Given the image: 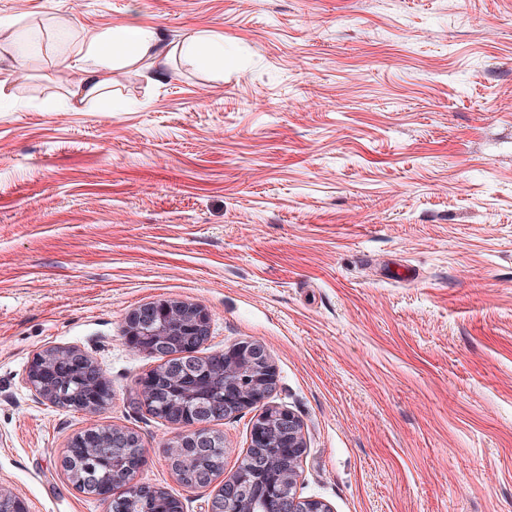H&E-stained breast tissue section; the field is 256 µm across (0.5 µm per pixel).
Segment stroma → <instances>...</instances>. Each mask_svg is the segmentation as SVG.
Wrapping results in <instances>:
<instances>
[{
	"label": "stroma",
	"mask_w": 512,
	"mask_h": 512,
	"mask_svg": "<svg viewBox=\"0 0 512 512\" xmlns=\"http://www.w3.org/2000/svg\"><path fill=\"white\" fill-rule=\"evenodd\" d=\"M137 24L161 54L91 65L57 39ZM0 489L29 512H108L60 466L70 439L139 434L140 481L207 512L140 405L157 365L126 316L180 300L202 354L250 340L301 421L297 494L332 512H512V0H0ZM224 38L207 70L175 55ZM403 264L415 280L385 279ZM75 347L112 402L35 400L27 367ZM253 410L211 423L232 475ZM186 61L199 68L208 69L224 64V38L207 30L191 34L178 48Z\"/></svg>",
	"instance_id": "stroma-1"
}]
</instances>
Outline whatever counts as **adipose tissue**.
<instances>
[{
	"label": "adipose tissue",
	"instance_id": "adipose-tissue-1",
	"mask_svg": "<svg viewBox=\"0 0 512 512\" xmlns=\"http://www.w3.org/2000/svg\"><path fill=\"white\" fill-rule=\"evenodd\" d=\"M152 48L153 36L149 31L138 26H123L108 35L92 37L87 46L62 44L57 51L64 58L84 53L94 57L95 67L84 70L74 92L75 97L84 102L101 95L109 83L108 74L114 64L148 59ZM178 53L197 67L208 69L223 63L224 39L207 30L198 31L180 44Z\"/></svg>",
	"mask_w": 512,
	"mask_h": 512
}]
</instances>
